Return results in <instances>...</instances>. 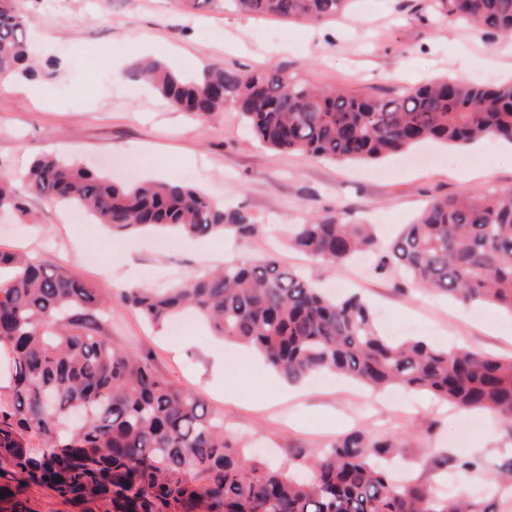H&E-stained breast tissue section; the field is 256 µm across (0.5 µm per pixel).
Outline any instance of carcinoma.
<instances>
[{"label":"carcinoma","mask_w":512,"mask_h":512,"mask_svg":"<svg viewBox=\"0 0 512 512\" xmlns=\"http://www.w3.org/2000/svg\"><path fill=\"white\" fill-rule=\"evenodd\" d=\"M253 16L318 22L348 0H233ZM450 18L512 36V0H437ZM16 0H0V73L29 58ZM130 75L184 112H239L252 136L280 152L374 161L425 140L512 142V80L493 87L437 78L408 92L368 95L314 88L279 68L250 74L222 64L186 77L153 59ZM29 190L89 210L115 233L150 227L187 236L256 227L202 190L170 182L119 184L55 156L33 162ZM26 212L15 176L0 170V212ZM291 242L328 264L372 251L365 224L335 215L298 225ZM420 287L512 312V188L427 204L379 257ZM125 301L150 324L191 311L215 335L256 350L290 382L331 371L371 388L424 391L462 410H486L512 435V356L394 342L357 296L330 298L269 258L227 264L177 288H130ZM104 301L86 284L22 255L0 252V350L12 363L0 399V508L17 512L34 485L103 512H509L397 483L384 461L402 441L353 431L313 462L271 465L224 437L194 393L154 373L102 333Z\"/></svg>","instance_id":"obj_1"}]
</instances>
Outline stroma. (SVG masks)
<instances>
[{
  "label": "stroma",
  "mask_w": 512,
  "mask_h": 512,
  "mask_svg": "<svg viewBox=\"0 0 512 512\" xmlns=\"http://www.w3.org/2000/svg\"><path fill=\"white\" fill-rule=\"evenodd\" d=\"M432 3L352 0L346 13L308 25L245 16L221 0L194 8L187 0H17L39 77L15 73L0 87V166L20 173L55 154L119 182L193 185L243 210L257 231L195 239L118 235L29 193L20 181L27 212L0 220V250L28 253L93 288L106 305L103 329L113 345L200 395L223 418L228 437L271 462L314 456L357 429L399 435L404 446L389 463L397 477L460 484L476 501L512 502V488L495 479L512 457V438L495 415L464 418L421 393H378L339 377L288 384L204 323H188L175 336L149 326L122 299L131 282L164 286L229 261L271 257L331 293L360 295L386 336L511 356L512 315L423 290L399 271L377 270L368 254L330 266L288 244L289 227L342 206L352 220L374 225L380 249H387L432 198L512 187L511 155L491 146L428 145L378 162L307 159L256 142L233 108L194 116L128 74L134 60L149 57L184 73L217 63L244 72L278 67L314 86L364 93H399L435 77L512 78V40L449 26ZM122 45L119 60L114 51ZM269 380L288 387L289 397L261 396L258 388ZM446 455L476 459L481 470L461 479L438 466Z\"/></svg>",
  "instance_id": "35a3bbf8"
}]
</instances>
